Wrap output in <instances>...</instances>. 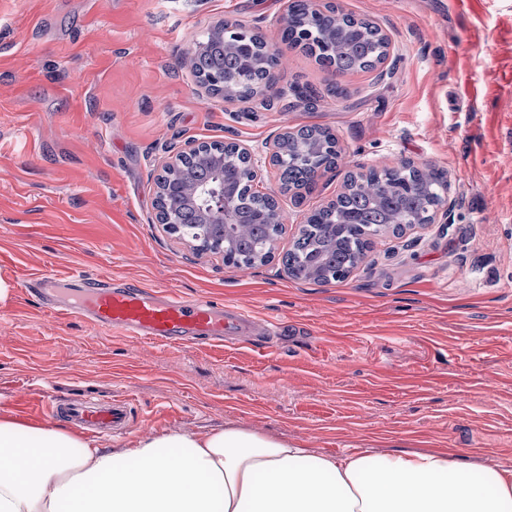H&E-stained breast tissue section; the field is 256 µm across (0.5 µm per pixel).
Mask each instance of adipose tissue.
Listing matches in <instances>:
<instances>
[{
  "instance_id": "1",
  "label": "adipose tissue",
  "mask_w": 512,
  "mask_h": 512,
  "mask_svg": "<svg viewBox=\"0 0 512 512\" xmlns=\"http://www.w3.org/2000/svg\"><path fill=\"white\" fill-rule=\"evenodd\" d=\"M0 512H512V470L440 452L324 454L234 426L107 451L3 413Z\"/></svg>"
}]
</instances>
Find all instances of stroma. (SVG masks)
<instances>
[{
  "label": "stroma",
  "mask_w": 512,
  "mask_h": 512,
  "mask_svg": "<svg viewBox=\"0 0 512 512\" xmlns=\"http://www.w3.org/2000/svg\"><path fill=\"white\" fill-rule=\"evenodd\" d=\"M392 42L391 73L332 75L282 37L289 0H0V413L23 386L124 399L131 448L164 431L248 427L337 454L436 451L512 468V0H338ZM274 44L276 88L205 93L180 62L218 21ZM319 97L318 106L306 94ZM319 126L342 155L312 192H281L274 257L243 271L155 221L161 160L190 141L257 158ZM412 161L448 176V223L375 237L350 278H290L299 226L350 173ZM112 277L241 306L279 324L259 346L150 344L53 323L24 282Z\"/></svg>",
  "instance_id": "1"
}]
</instances>
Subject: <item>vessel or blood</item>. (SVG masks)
<instances>
[{"label":"vessel or blood","mask_w":512,"mask_h":512,"mask_svg":"<svg viewBox=\"0 0 512 512\" xmlns=\"http://www.w3.org/2000/svg\"><path fill=\"white\" fill-rule=\"evenodd\" d=\"M63 282L69 287L68 296L58 302L54 296ZM63 282L44 276L30 280L28 288L44 301L55 320L79 316L98 328L147 343L221 342L256 327L267 335L276 332L273 324L259 322L240 307L227 309L207 300H184L126 283L109 287L104 280L82 274ZM29 401L34 410L65 417L92 431L122 429L128 417V404L122 400L114 404L74 400L60 405L45 392L33 390Z\"/></svg>","instance_id":"1"}]
</instances>
